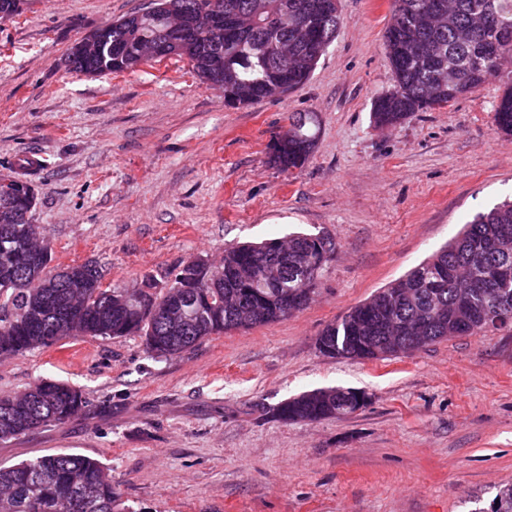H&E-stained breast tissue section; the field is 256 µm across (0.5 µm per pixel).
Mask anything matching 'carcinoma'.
Returning <instances> with one entry per match:
<instances>
[{"mask_svg": "<svg viewBox=\"0 0 512 512\" xmlns=\"http://www.w3.org/2000/svg\"><path fill=\"white\" fill-rule=\"evenodd\" d=\"M151 13H132L89 31L93 48L75 43L64 58L70 71L111 75L165 57L188 61L203 84L224 92V103L245 107L284 96L306 83L344 18L338 0H152ZM198 17L187 38L167 25L176 15ZM249 25L224 30V15ZM384 50L393 88L373 102L375 125L392 128L412 112L445 106L512 74V0H392ZM288 130L269 145L270 162L283 172L302 168L314 144L313 115L291 114ZM497 128L512 135V82L494 106ZM11 190L0 189V361L72 336L144 337L155 357H174L205 338L287 319L316 293L336 251L329 235H288L224 249L205 274L190 258L171 271L146 275L137 297L102 285L94 261L49 270L53 253L46 228L29 224L37 195L18 164ZM84 279L66 288L68 270ZM195 302L185 322L178 301ZM512 328V200L478 212L463 231L430 258L353 306L317 338L330 357L377 360L419 351L458 336ZM351 388L328 387L279 403L283 422H313L353 414ZM86 404L82 390L41 381L0 397V441L33 428L68 422ZM491 512H512V482L496 488ZM0 512H131L102 463L56 453L0 467Z\"/></svg>", "mask_w": 512, "mask_h": 512, "instance_id": "1", "label": "carcinoma"}]
</instances>
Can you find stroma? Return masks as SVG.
Returning a JSON list of instances; mask_svg holds the SVG:
<instances>
[{
	"label": "stroma",
	"instance_id": "stroma-1",
	"mask_svg": "<svg viewBox=\"0 0 512 512\" xmlns=\"http://www.w3.org/2000/svg\"><path fill=\"white\" fill-rule=\"evenodd\" d=\"M149 0H26L0 22V175L41 160L34 223L53 263L98 262L108 284L239 242L329 233L311 303L213 336L172 359L140 336H78L0 362V396L42 379L82 389L69 422L0 441V465L99 460L134 512H470L512 481V329L388 360L322 354V330L512 196V136L494 80L391 129V0H340L344 23L310 79L282 98L225 106L172 57L124 74L66 70L69 48ZM318 134L302 169L268 162L294 113ZM364 392L344 417L284 423L278 403L323 387Z\"/></svg>",
	"mask_w": 512,
	"mask_h": 512
}]
</instances>
